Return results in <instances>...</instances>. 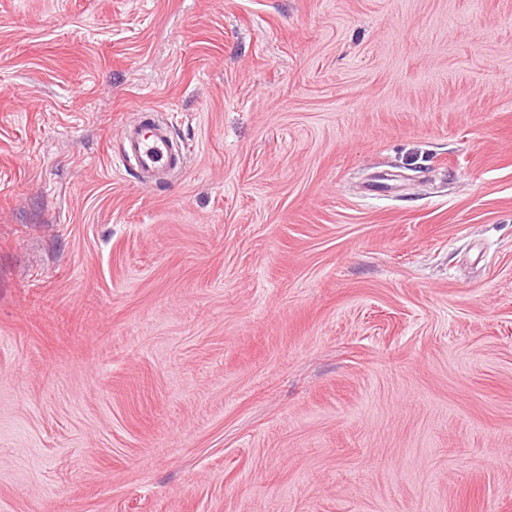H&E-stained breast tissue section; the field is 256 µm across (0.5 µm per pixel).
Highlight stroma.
<instances>
[{"mask_svg":"<svg viewBox=\"0 0 512 512\" xmlns=\"http://www.w3.org/2000/svg\"><path fill=\"white\" fill-rule=\"evenodd\" d=\"M0 512H512V0H0ZM144 112L140 123L123 132L122 153L134 160L139 173L151 180H165L172 169V140L166 126L152 115L153 106H142Z\"/></svg>","mask_w":512,"mask_h":512,"instance_id":"1","label":"stroma"}]
</instances>
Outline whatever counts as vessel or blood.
<instances>
[{
  "mask_svg": "<svg viewBox=\"0 0 512 512\" xmlns=\"http://www.w3.org/2000/svg\"><path fill=\"white\" fill-rule=\"evenodd\" d=\"M153 112V107H144L140 123L124 131L121 150L134 160L139 173L158 181L167 179L173 168L172 140L166 126L154 119Z\"/></svg>",
  "mask_w": 512,
  "mask_h": 512,
  "instance_id": "1",
  "label": "vessel or blood"
}]
</instances>
